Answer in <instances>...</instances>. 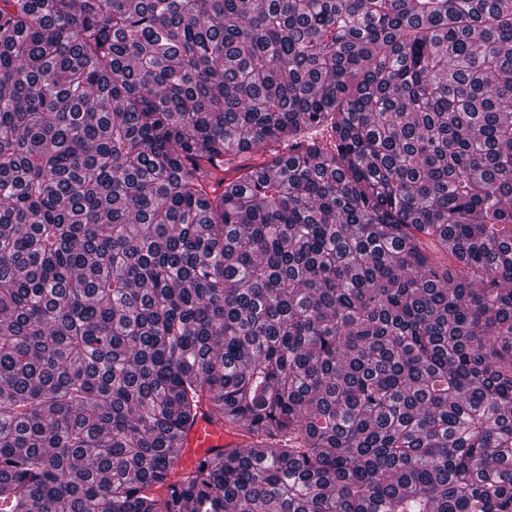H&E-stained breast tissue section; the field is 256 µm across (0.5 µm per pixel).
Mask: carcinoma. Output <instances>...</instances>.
<instances>
[{"label": "carcinoma", "instance_id": "carcinoma-1", "mask_svg": "<svg viewBox=\"0 0 512 512\" xmlns=\"http://www.w3.org/2000/svg\"><path fill=\"white\" fill-rule=\"evenodd\" d=\"M0 512H512V0H0ZM237 438L231 433L211 423L209 419L198 417L194 426L181 437L176 447V454L181 467H191L200 457L208 452L222 448H232Z\"/></svg>", "mask_w": 512, "mask_h": 512}]
</instances>
